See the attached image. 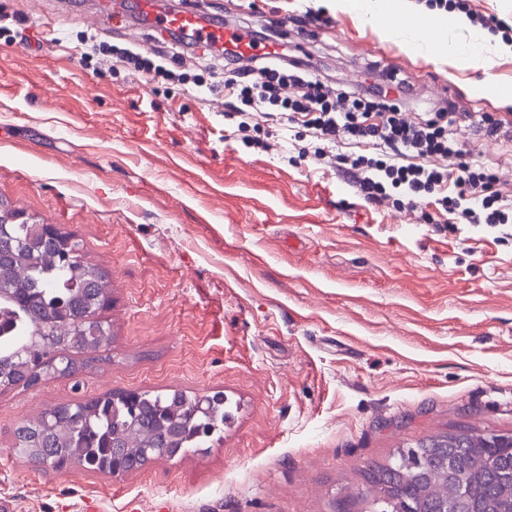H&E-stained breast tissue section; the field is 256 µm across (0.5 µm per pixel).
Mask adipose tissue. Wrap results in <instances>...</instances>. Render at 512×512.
Returning <instances> with one entry per match:
<instances>
[{"mask_svg": "<svg viewBox=\"0 0 512 512\" xmlns=\"http://www.w3.org/2000/svg\"><path fill=\"white\" fill-rule=\"evenodd\" d=\"M327 5L339 12L356 13L364 23L390 38L415 31L420 24L440 32L465 30L469 27L467 18L461 14H433L417 19L396 4L395 0H327Z\"/></svg>", "mask_w": 512, "mask_h": 512, "instance_id": "adipose-tissue-1", "label": "adipose tissue"}]
</instances>
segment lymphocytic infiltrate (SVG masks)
Segmentation results:
<instances>
[{
    "instance_id": "1",
    "label": "lymphocytic infiltrate",
    "mask_w": 512,
    "mask_h": 512,
    "mask_svg": "<svg viewBox=\"0 0 512 512\" xmlns=\"http://www.w3.org/2000/svg\"><path fill=\"white\" fill-rule=\"evenodd\" d=\"M251 41L265 48L263 65L244 64L238 53L209 43L204 73L193 78L209 93L232 91L242 123L253 113L274 110L317 138L383 148L384 157L357 156L347 170L369 202L396 194L414 208L432 195L444 212L468 224L512 221V199L499 189L495 174L467 161L449 136L460 113L436 112L417 122L402 112L400 95L387 88L371 85L351 97L331 94L311 70L290 68L286 50L264 32L252 31Z\"/></svg>"
}]
</instances>
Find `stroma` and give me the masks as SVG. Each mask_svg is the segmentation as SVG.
<instances>
[{"instance_id":"stroma-1","label":"stroma","mask_w":512,"mask_h":512,"mask_svg":"<svg viewBox=\"0 0 512 512\" xmlns=\"http://www.w3.org/2000/svg\"><path fill=\"white\" fill-rule=\"evenodd\" d=\"M0 3L21 20L20 39L0 41V202L75 233L112 277L108 349L74 376L0 392L14 512H333L345 494L361 512L368 465L459 429L512 433V224L367 202L336 163L367 146H324L260 113L239 129L227 97L81 60L87 36L153 52L141 32L58 0ZM204 7L264 27L331 90L394 77L413 120L451 108L512 123L511 54L457 66L319 0ZM451 133L512 194V134ZM118 389L221 391L234 417L206 455L123 476L11 451L19 420Z\"/></svg>"}]
</instances>
